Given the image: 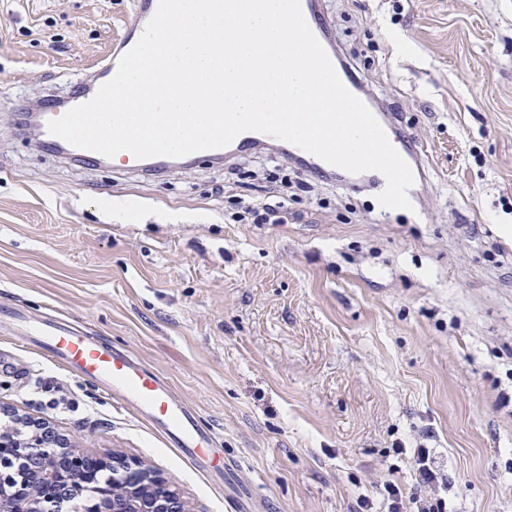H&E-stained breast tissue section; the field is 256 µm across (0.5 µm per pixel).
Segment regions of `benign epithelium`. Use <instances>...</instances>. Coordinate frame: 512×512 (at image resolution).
Listing matches in <instances>:
<instances>
[{
  "instance_id": "benign-epithelium-1",
  "label": "benign epithelium",
  "mask_w": 512,
  "mask_h": 512,
  "mask_svg": "<svg viewBox=\"0 0 512 512\" xmlns=\"http://www.w3.org/2000/svg\"><path fill=\"white\" fill-rule=\"evenodd\" d=\"M54 458L51 467L42 465ZM67 439L54 431L33 435L11 456L0 457V512H14L3 489L20 478L27 484L29 512H71L73 499L44 498L39 494L41 483L51 480L71 487ZM81 512H190L185 501L149 467L131 464L121 457L112 458V483L108 489H86L80 495Z\"/></svg>"
}]
</instances>
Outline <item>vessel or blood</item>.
<instances>
[{
  "label": "vessel or blood",
  "instance_id": "b4317fda",
  "mask_svg": "<svg viewBox=\"0 0 512 512\" xmlns=\"http://www.w3.org/2000/svg\"><path fill=\"white\" fill-rule=\"evenodd\" d=\"M116 70L113 63L102 67L86 86L73 92L70 100L45 108L40 114L41 122L58 118L70 108L91 100ZM288 157L317 175L335 170L334 165L294 145L289 146ZM26 336L30 346L55 364L73 376L96 381L128 408L162 429L190 464L199 465L216 447L215 435L201 425L196 412L174 398L165 382L131 353L116 350L74 326L50 318L29 326Z\"/></svg>",
  "mask_w": 512,
  "mask_h": 512
}]
</instances>
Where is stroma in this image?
Returning a JSON list of instances; mask_svg holds the SVG:
<instances>
[{
    "mask_svg": "<svg viewBox=\"0 0 512 512\" xmlns=\"http://www.w3.org/2000/svg\"><path fill=\"white\" fill-rule=\"evenodd\" d=\"M331 51L399 113L432 188L378 217L368 177H317L272 144L161 172L38 149L26 106L108 62L133 0H0V304L58 312L133 352L224 448L186 463L95 384L0 335V405L167 479L190 512H356L417 484L448 512H512V0H319ZM292 182L284 224L237 201ZM60 383L79 411L33 402ZM410 464L420 492L423 488L424 494L407 498L400 484L388 480L383 485L384 507L388 508V512H445L447 501L441 496L440 489L447 491L448 480L441 472L436 458L427 448H416Z\"/></svg>",
    "mask_w": 512,
    "mask_h": 512,
    "instance_id": "35a3bbf8",
    "label": "stroma"
}]
</instances>
